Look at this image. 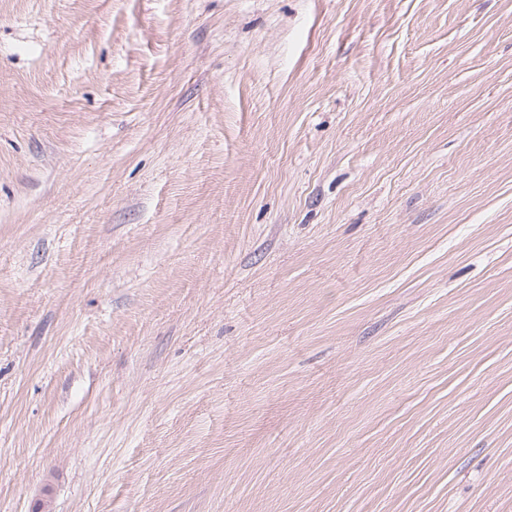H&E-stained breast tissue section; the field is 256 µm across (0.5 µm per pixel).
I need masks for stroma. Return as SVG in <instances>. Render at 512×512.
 Wrapping results in <instances>:
<instances>
[{"label":"stroma","mask_w":512,"mask_h":512,"mask_svg":"<svg viewBox=\"0 0 512 512\" xmlns=\"http://www.w3.org/2000/svg\"><path fill=\"white\" fill-rule=\"evenodd\" d=\"M512 512V0H0V512Z\"/></svg>","instance_id":"1"}]
</instances>
